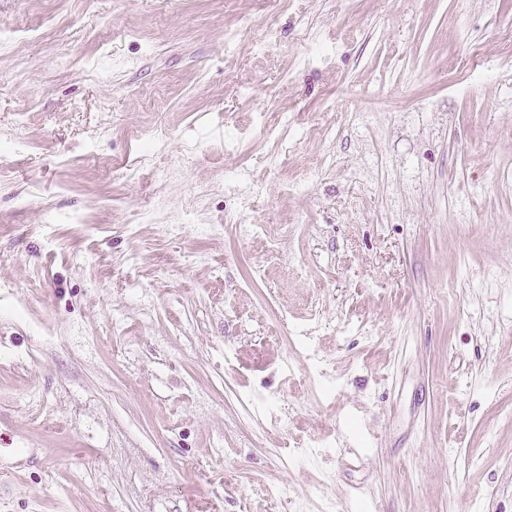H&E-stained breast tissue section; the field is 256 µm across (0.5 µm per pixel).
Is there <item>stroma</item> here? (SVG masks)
<instances>
[{
	"mask_svg": "<svg viewBox=\"0 0 512 512\" xmlns=\"http://www.w3.org/2000/svg\"><path fill=\"white\" fill-rule=\"evenodd\" d=\"M359 501L512 512V0H0V512Z\"/></svg>",
	"mask_w": 512,
	"mask_h": 512,
	"instance_id": "stroma-1",
	"label": "stroma"
}]
</instances>
